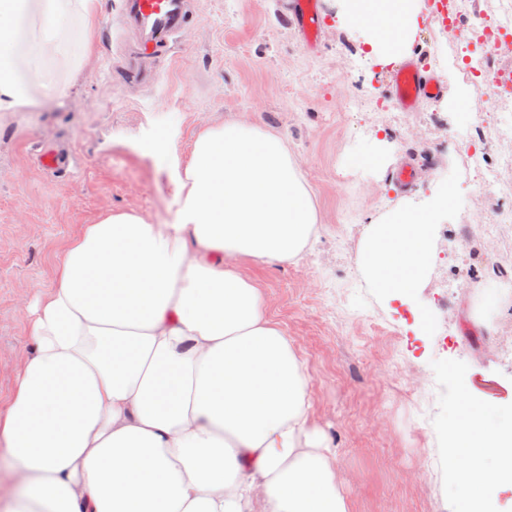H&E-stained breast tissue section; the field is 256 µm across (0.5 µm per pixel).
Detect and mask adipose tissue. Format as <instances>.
Masks as SVG:
<instances>
[{"label": "adipose tissue", "mask_w": 512, "mask_h": 512, "mask_svg": "<svg viewBox=\"0 0 512 512\" xmlns=\"http://www.w3.org/2000/svg\"><path fill=\"white\" fill-rule=\"evenodd\" d=\"M96 0H0V112L35 103L27 75L65 95ZM422 0H341L378 30L377 65L412 46ZM176 221L112 212L60 260L30 322V348L0 412V512H347L336 453L311 420L305 363L225 257L295 259L317 215L286 143L236 122L200 132L178 174ZM447 189L373 223L356 263L405 298L432 263ZM458 512H488L512 464V410L448 411ZM465 467H458V460Z\"/></svg>", "instance_id": "1"}]
</instances>
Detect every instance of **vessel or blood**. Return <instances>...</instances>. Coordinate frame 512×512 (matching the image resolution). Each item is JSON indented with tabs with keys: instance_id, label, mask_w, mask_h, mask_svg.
<instances>
[{
	"instance_id": "obj_1",
	"label": "vessel or blood",
	"mask_w": 512,
	"mask_h": 512,
	"mask_svg": "<svg viewBox=\"0 0 512 512\" xmlns=\"http://www.w3.org/2000/svg\"><path fill=\"white\" fill-rule=\"evenodd\" d=\"M292 12L304 37L317 34L321 17L312 0L304 6H293ZM191 13L189 0H124L121 22L140 33L137 54L140 58L166 55L171 50L174 34L182 31ZM441 92L439 84L420 70L414 61L401 64L394 88V97L404 111H412L419 97L434 98Z\"/></svg>"
}]
</instances>
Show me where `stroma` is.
Instances as JSON below:
<instances>
[{
  "label": "stroma",
  "mask_w": 512,
  "mask_h": 512,
  "mask_svg": "<svg viewBox=\"0 0 512 512\" xmlns=\"http://www.w3.org/2000/svg\"><path fill=\"white\" fill-rule=\"evenodd\" d=\"M291 0H197L170 52L153 59V84L125 66L138 47L122 26L123 0H98L91 52L67 95L0 112V410L27 350V318L50 288L72 239L111 212L149 224L175 221V176L197 134L227 121L288 141L307 181L317 230L294 260L230 264L257 285L309 375L311 418L336 449L337 484L349 512H456L448 491V406L462 396L492 405L512 393V362L493 347H444L416 314L437 313L449 335L469 332L512 345V270L484 256L512 254V173L473 192L477 166L512 155V107L497 105L485 75L464 79L468 59L512 69V30L471 33L475 13L502 0H463L460 28L424 10L409 53L443 91L415 111L392 98L395 67L366 58L372 32L336 21V0H318L322 26L308 47L291 23ZM489 112L477 127L455 111ZM374 147L377 165L353 167ZM68 154L47 171L44 148ZM415 169L408 182L398 169ZM447 178L456 204L438 224L434 261L406 300L370 284L354 257L372 222L421 202ZM499 283L494 301L472 288Z\"/></svg>",
  "instance_id": "35a3bbf8"
}]
</instances>
